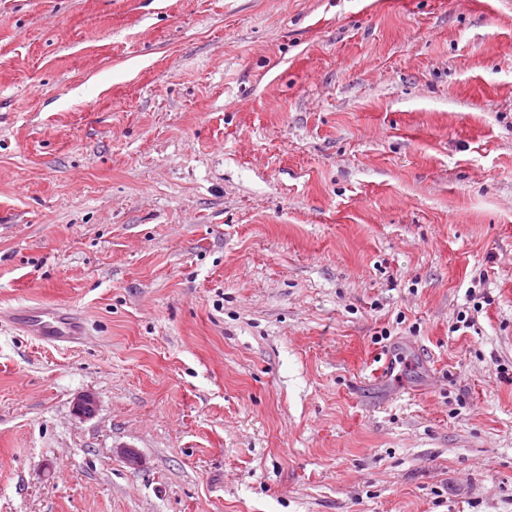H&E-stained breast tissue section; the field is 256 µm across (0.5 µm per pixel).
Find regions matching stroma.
<instances>
[{"instance_id":"stroma-1","label":"stroma","mask_w":512,"mask_h":512,"mask_svg":"<svg viewBox=\"0 0 512 512\" xmlns=\"http://www.w3.org/2000/svg\"><path fill=\"white\" fill-rule=\"evenodd\" d=\"M39 302L0 512H512V0H0ZM9 318L21 320L23 331L47 343L83 341L80 323L66 309L50 304L35 303L11 310Z\"/></svg>"}]
</instances>
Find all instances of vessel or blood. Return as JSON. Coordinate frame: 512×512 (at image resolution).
I'll return each instance as SVG.
<instances>
[{"label": "vessel or blood", "mask_w": 512, "mask_h": 512, "mask_svg": "<svg viewBox=\"0 0 512 512\" xmlns=\"http://www.w3.org/2000/svg\"><path fill=\"white\" fill-rule=\"evenodd\" d=\"M10 318L20 320L23 331L47 343H75L84 333L80 323L66 309L35 303L11 310Z\"/></svg>", "instance_id": "vessel-or-blood-1"}]
</instances>
